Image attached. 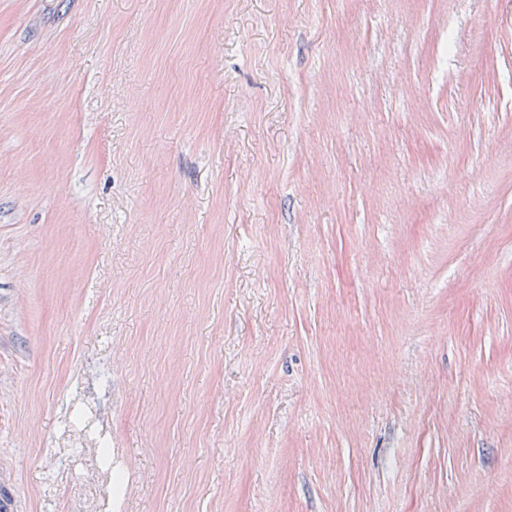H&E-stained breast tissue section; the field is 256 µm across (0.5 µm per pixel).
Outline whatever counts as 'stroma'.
<instances>
[{"mask_svg":"<svg viewBox=\"0 0 512 512\" xmlns=\"http://www.w3.org/2000/svg\"><path fill=\"white\" fill-rule=\"evenodd\" d=\"M0 512H512V0H0Z\"/></svg>","mask_w":512,"mask_h":512,"instance_id":"obj_1","label":"stroma"}]
</instances>
